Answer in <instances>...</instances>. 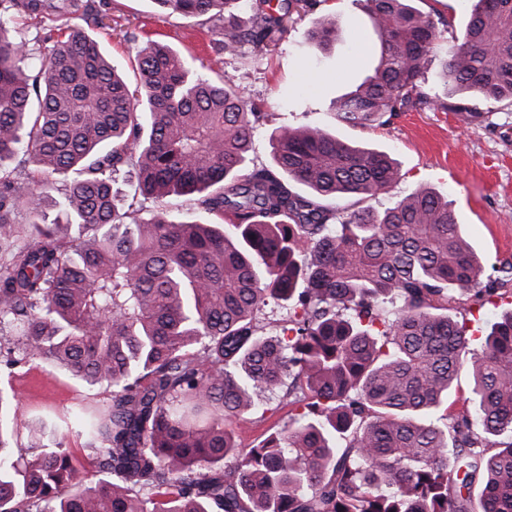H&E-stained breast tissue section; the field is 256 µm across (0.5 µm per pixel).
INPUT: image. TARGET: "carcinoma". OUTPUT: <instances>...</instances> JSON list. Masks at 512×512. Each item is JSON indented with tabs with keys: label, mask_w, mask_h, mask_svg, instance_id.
<instances>
[{
	"label": "carcinoma",
	"mask_w": 512,
	"mask_h": 512,
	"mask_svg": "<svg viewBox=\"0 0 512 512\" xmlns=\"http://www.w3.org/2000/svg\"><path fill=\"white\" fill-rule=\"evenodd\" d=\"M247 2L154 0L208 16L219 50L260 53L293 0H253L243 28L230 13ZM364 2L380 53L336 119L463 111L425 91L444 51L435 23L410 0ZM16 12L101 22L93 0H0V333L111 398L80 423L83 462L63 446L67 420L22 452L0 393V512H512V311L470 348L450 311L455 292L482 294L485 266L448 199L419 186L382 212L340 210L398 180L390 155L276 127L273 166H257L261 113L231 85L146 40L132 91L72 24L48 29L37 59ZM335 37L331 14L307 32ZM441 79L512 102V0H476ZM20 155L21 174L8 167ZM126 166L135 194L191 196L213 221L119 212ZM49 207L66 223L46 222ZM465 355L472 383L450 402ZM283 388L298 413L241 447L226 421ZM444 403V421L428 418Z\"/></svg>",
	"instance_id": "cac0c4a2"
}]
</instances>
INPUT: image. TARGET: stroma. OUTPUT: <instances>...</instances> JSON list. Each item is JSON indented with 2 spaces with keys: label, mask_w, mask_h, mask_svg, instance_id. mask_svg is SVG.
<instances>
[{
  "label": "stroma",
  "mask_w": 512,
  "mask_h": 512,
  "mask_svg": "<svg viewBox=\"0 0 512 512\" xmlns=\"http://www.w3.org/2000/svg\"><path fill=\"white\" fill-rule=\"evenodd\" d=\"M411 4L434 21L445 46L462 40L472 0H411ZM100 10L103 20L92 34L121 64L129 84L138 79L135 43L151 38L194 59L209 79L229 80L243 100L262 112L255 132V163L270 164L268 136L279 126L316 125L352 145L389 153L398 165L399 180L375 197L338 199L337 207L380 211L417 186L432 188L451 201L456 222L487 266L482 285L495 291L483 300L471 293L459 295L453 318L479 338L502 312L512 309V279L500 272L503 264L512 262V104L483 101L444 86L435 62L428 72L427 90L462 103L465 112L426 108L370 127L337 122L332 101L372 74L376 64L379 43L363 0H318L314 8H295L275 44L258 55L247 47L216 53L218 34L213 23L159 16L153 0H102ZM324 14L336 17V39L326 47L306 38ZM0 393L16 396L19 402L22 446L40 423L82 408L101 409L110 398L105 388L89 386L38 360L0 369ZM293 412L288 397L280 396L268 402L265 413L234 418L226 427L249 447L269 429L287 424Z\"/></svg>",
  "instance_id": "1"
}]
</instances>
